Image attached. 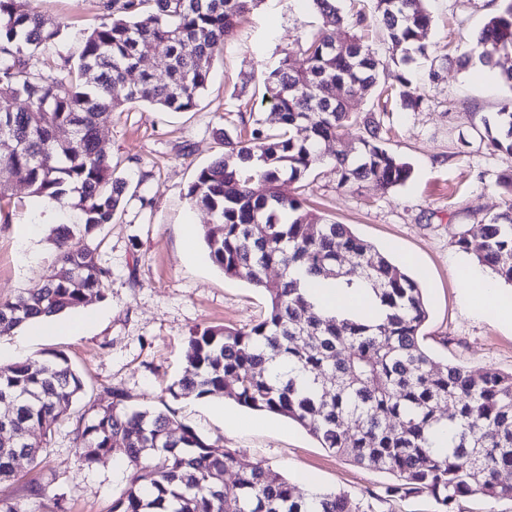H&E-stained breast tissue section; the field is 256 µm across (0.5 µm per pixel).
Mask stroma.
<instances>
[{
  "label": "stroma",
  "instance_id": "obj_1",
  "mask_svg": "<svg viewBox=\"0 0 512 512\" xmlns=\"http://www.w3.org/2000/svg\"><path fill=\"white\" fill-rule=\"evenodd\" d=\"M106 2L37 0L39 11L62 29L58 53L78 56L83 31L105 16ZM498 5L425 0L432 22L424 40L438 52L409 66L422 108L382 103L373 91L358 98V111L375 113L389 131L388 147L410 162L413 174L405 185L385 192L368 182L341 188L327 163L302 181L280 185L283 195L350 225L393 260L411 257V272L429 305L425 346L436 362H459L476 373L512 372V326L478 316L464 302L459 265L474 258L456 240L502 206L498 181L512 172V155L488 150L480 133L483 119L495 115L512 89L478 61L459 66L458 41L475 37ZM320 24L309 0H262L214 56L208 88L194 111L136 103L103 120L100 147L127 183L123 212L103 233L100 259L111 271L103 294L75 310L83 321L78 334L37 336L23 326L0 337V366L60 353L80 373L85 394L61 416L44 463L19 460L15 478L0 484V498L26 503L31 512H55L59 505L65 512H110L126 486L127 465L112 455L82 462L74 421L91 405L110 401L117 389L127 403L172 409L210 442L239 450L247 463L291 480L305 472L316 490L349 493L371 512H436L425 496L384 499L392 475L329 453L287 418L276 415L268 427L233 429L224 414L250 419L253 411L213 397L175 400L167 391L183 375L193 330L248 326L267 311L265 294L224 276L204 245L185 258L187 225L199 229L212 221L186 194L198 171L223 153L225 134L256 122L275 128L265 89L250 75L276 65L283 51L296 48ZM0 179L10 183L9 198L0 201V300H7L41 280L54 253L51 231L69 223L73 202L65 197L49 210L8 173ZM34 485L43 488V498L30 497Z\"/></svg>",
  "mask_w": 512,
  "mask_h": 512
}]
</instances>
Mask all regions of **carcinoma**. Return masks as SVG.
Segmentation results:
<instances>
[{"mask_svg": "<svg viewBox=\"0 0 512 512\" xmlns=\"http://www.w3.org/2000/svg\"><path fill=\"white\" fill-rule=\"evenodd\" d=\"M35 2L0 0V167L36 196L75 195L79 217L54 229L50 267H65L69 275H46L0 301V336L102 295L110 271L100 262V236L116 223L126 190L100 148L102 117L136 102L194 110L212 58L262 0H108L109 17L83 35L78 58L58 61L50 54L61 29ZM310 2L322 26L262 73L278 127L224 135V153L187 190L190 205L213 216L202 233L211 263L263 291L267 314L249 327L192 332L184 374L168 392L176 400L222 393L241 407L286 417L328 452L391 474L390 498L427 495L436 512H457L460 500L474 495L512 500V482L504 479L512 475V373L434 365L422 343L429 306L416 278L348 225L279 190L283 180H300L326 162L320 146L330 141L338 148L327 162L341 188L372 182L388 190L411 178L410 163L386 146L380 123L361 116L355 100L388 81L403 108L422 105L407 67L430 55L422 35L431 17L423 0H375L392 49L389 69L355 32L337 44L335 29L343 23L337 0ZM146 49L164 77L141 68ZM509 54L512 0H501L469 58L495 69ZM135 71L138 81L127 83ZM20 99L26 108L16 107ZM361 126L365 134L352 157L341 143ZM483 127L489 149L512 154V96ZM498 186L501 210L470 225L456 246L512 285V174ZM271 267L281 269L278 278L267 277ZM292 267L348 285L365 282L387 308L385 319L319 315L288 277ZM52 363V370L39 360L0 366V400L13 402L11 422L23 434L19 441L0 438V483L15 477L17 453L44 462L61 413L84 391L67 358L56 354ZM92 410L75 424L79 457L91 464L118 454L130 467L112 512H365L345 492L308 497L282 474L242 462L238 450L217 446L190 426L176 434L172 415L131 407L119 392ZM442 421L454 434L439 449L429 435ZM231 469L237 479L228 484Z\"/></svg>", "mask_w": 512, "mask_h": 512, "instance_id": "cac0c4a2", "label": "carcinoma"}]
</instances>
